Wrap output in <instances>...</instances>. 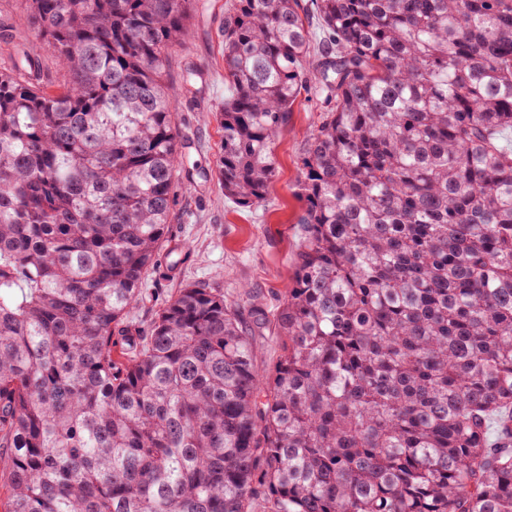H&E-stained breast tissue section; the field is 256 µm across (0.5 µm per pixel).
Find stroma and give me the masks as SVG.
Segmentation results:
<instances>
[{
    "mask_svg": "<svg viewBox=\"0 0 512 512\" xmlns=\"http://www.w3.org/2000/svg\"><path fill=\"white\" fill-rule=\"evenodd\" d=\"M187 36L172 53L165 83L172 101L182 151L195 168V181L178 190L172 220L158 261L145 281V297L130 313L149 327L156 311L187 283L222 289L226 299L242 301L243 290L258 295L275 311L295 271L302 212V160L308 137L324 108L318 89L296 102L287 129L275 145L276 177L260 205L240 208L225 198L216 172L223 131L216 120L224 104V42L221 28L226 0H195ZM19 0H0V72L13 67L16 44L27 29ZM194 78H187V69Z\"/></svg>",
    "mask_w": 512,
    "mask_h": 512,
    "instance_id": "1",
    "label": "stroma"
}]
</instances>
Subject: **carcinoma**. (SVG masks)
<instances>
[{
    "label": "carcinoma",
    "mask_w": 512,
    "mask_h": 512,
    "mask_svg": "<svg viewBox=\"0 0 512 512\" xmlns=\"http://www.w3.org/2000/svg\"><path fill=\"white\" fill-rule=\"evenodd\" d=\"M21 2L64 75L0 73V512H512V0H229L224 196L265 200L312 81L331 105L294 276L249 303L267 375L219 288L128 318L193 0ZM254 344L257 348L256 366L266 375L280 354L279 340L273 332L265 331L261 336H254Z\"/></svg>",
    "instance_id": "obj_1"
}]
</instances>
